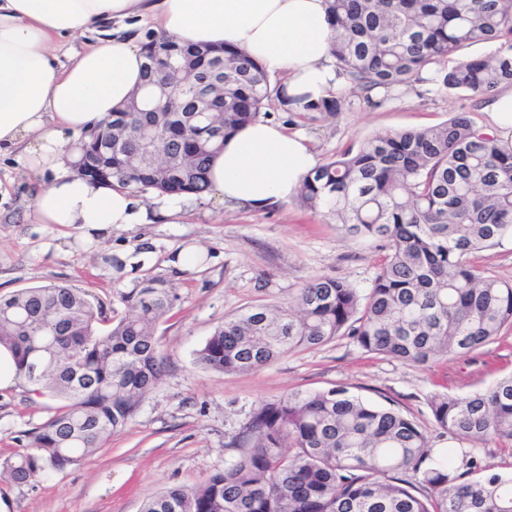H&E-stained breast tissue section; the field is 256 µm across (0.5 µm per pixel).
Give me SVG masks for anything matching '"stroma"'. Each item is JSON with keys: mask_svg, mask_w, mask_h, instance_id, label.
Masks as SVG:
<instances>
[{"mask_svg": "<svg viewBox=\"0 0 512 512\" xmlns=\"http://www.w3.org/2000/svg\"><path fill=\"white\" fill-rule=\"evenodd\" d=\"M342 96L345 103L332 116L292 112L274 100L268 119L305 133L321 162L363 138L437 125L458 112L477 125L486 122L476 96L432 83L389 88L371 100L348 88ZM0 181L12 184L0 202V297L66 284L108 307L113 290H131L149 276L177 296L157 332L166 373L129 425L81 464L22 485L0 474V512H141L160 491L191 488L223 470L227 445L244 430L255 404L297 389L347 386L412 417L434 447L452 448L456 442L436 428L427 395L469 393L512 372V331L474 354L428 367L375 357L342 336L250 373L204 369L196 352L225 319L257 306H287L315 277L368 288L385 249L351 240L328 217L291 198L262 212L213 210L198 199L176 223L116 225L86 246L76 230L33 222L38 185L16 156L0 158ZM188 248L197 252L195 265L175 266L177 253ZM57 406L18 379L0 388V461L29 451L33 432Z\"/></svg>", "mask_w": 512, "mask_h": 512, "instance_id": "stroma-1", "label": "stroma"}]
</instances>
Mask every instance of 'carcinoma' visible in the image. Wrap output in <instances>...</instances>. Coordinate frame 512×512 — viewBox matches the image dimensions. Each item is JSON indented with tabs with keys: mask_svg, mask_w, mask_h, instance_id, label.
I'll return each instance as SVG.
<instances>
[{
	"mask_svg": "<svg viewBox=\"0 0 512 512\" xmlns=\"http://www.w3.org/2000/svg\"><path fill=\"white\" fill-rule=\"evenodd\" d=\"M336 68L362 90L436 81L488 95L512 85V0H327ZM500 44L447 66L460 49ZM159 53L143 86L183 87L166 59L195 77L223 61L221 134L199 137L197 113L162 99L156 112L124 108L81 142L92 160L112 143L108 179L136 193L200 196L211 158L238 128L267 115L268 71L242 52L180 46L153 37ZM157 137L155 163L140 162L141 133ZM296 202L333 218L357 241L387 254L365 290L318 277L288 306L255 307L224 320L196 352L219 372L259 369L285 352L348 336L368 353L428 366L467 356L512 329V281L483 272L476 254L512 238V147L467 112L425 128L380 133L314 167ZM176 295L155 277L113 291L112 316L64 284L0 299V348L17 378L63 402L33 436L32 449L3 463L26 484L94 454L132 420L164 376L157 329ZM124 308L118 312L117 306ZM435 425L461 444L512 443V374L466 394L434 391ZM224 470L202 484L170 487L142 512H512V472L481 465L467 448L433 447L417 423L344 386L297 390L258 402Z\"/></svg>",
	"mask_w": 512,
	"mask_h": 512,
	"instance_id": "carcinoma-1",
	"label": "carcinoma"
}]
</instances>
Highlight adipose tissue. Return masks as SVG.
Segmentation results:
<instances>
[{
    "instance_id": "adipose-tissue-1",
    "label": "adipose tissue",
    "mask_w": 512,
    "mask_h": 512,
    "mask_svg": "<svg viewBox=\"0 0 512 512\" xmlns=\"http://www.w3.org/2000/svg\"><path fill=\"white\" fill-rule=\"evenodd\" d=\"M114 19L156 22L187 46L226 47L283 72L278 97L293 112L344 83L331 54L325 0H0V155L20 154L28 176L46 178L34 201L40 224L73 228L86 240L113 226L180 215L187 197L136 206L119 184L73 173L69 148L141 86L146 36L106 33L58 63L54 40ZM486 132L512 146V85L483 96ZM316 165L308 137L259 121L236 132L212 160L206 196L228 210H267L293 195Z\"/></svg>"
}]
</instances>
